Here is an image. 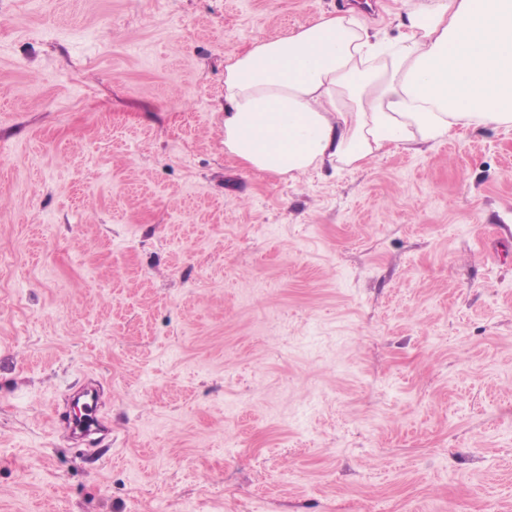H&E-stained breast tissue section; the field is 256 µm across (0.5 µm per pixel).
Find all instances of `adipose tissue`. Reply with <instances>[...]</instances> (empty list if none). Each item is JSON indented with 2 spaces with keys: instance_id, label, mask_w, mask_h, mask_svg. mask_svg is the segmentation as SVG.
I'll list each match as a JSON object with an SVG mask.
<instances>
[{
  "instance_id": "ef3b65f1",
  "label": "adipose tissue",
  "mask_w": 512,
  "mask_h": 512,
  "mask_svg": "<svg viewBox=\"0 0 512 512\" xmlns=\"http://www.w3.org/2000/svg\"><path fill=\"white\" fill-rule=\"evenodd\" d=\"M396 42L323 12L224 60V152L288 179L512 125V0H409Z\"/></svg>"
}]
</instances>
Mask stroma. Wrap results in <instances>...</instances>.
<instances>
[{
  "label": "stroma",
  "instance_id": "obj_1",
  "mask_svg": "<svg viewBox=\"0 0 512 512\" xmlns=\"http://www.w3.org/2000/svg\"><path fill=\"white\" fill-rule=\"evenodd\" d=\"M362 2L0 0V512H512V127L224 153L225 56ZM85 397L82 410L92 414L95 428L91 432L77 433L71 424L70 407L56 413L55 430L57 436L63 441H71L78 445L101 446L112 439V427L104 422L100 416L102 406L101 392L92 385H86L77 390L70 398V406Z\"/></svg>",
  "mask_w": 512,
  "mask_h": 512
}]
</instances>
